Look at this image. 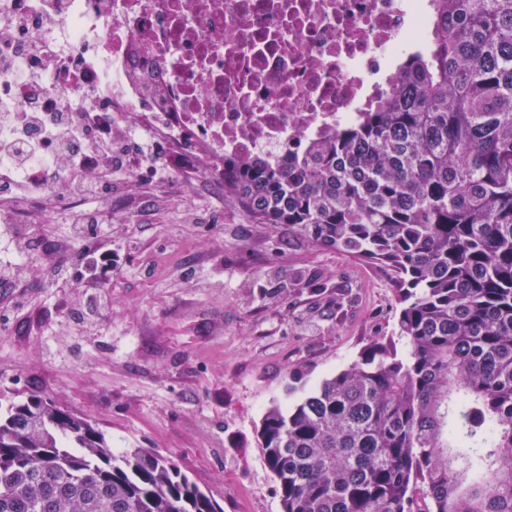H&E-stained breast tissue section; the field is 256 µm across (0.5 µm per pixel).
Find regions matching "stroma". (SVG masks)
<instances>
[{
    "label": "stroma",
    "instance_id": "stroma-1",
    "mask_svg": "<svg viewBox=\"0 0 512 512\" xmlns=\"http://www.w3.org/2000/svg\"><path fill=\"white\" fill-rule=\"evenodd\" d=\"M157 162L156 177L103 186L112 239L94 252L0 223L1 265L30 238L23 287H0V392L45 395L113 447L170 457L223 512H280L265 408L391 335L396 293L378 266L252 223L190 153Z\"/></svg>",
    "mask_w": 512,
    "mask_h": 512
}]
</instances>
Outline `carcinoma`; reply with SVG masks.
Wrapping results in <instances>:
<instances>
[{
	"label": "carcinoma",
	"mask_w": 512,
	"mask_h": 512,
	"mask_svg": "<svg viewBox=\"0 0 512 512\" xmlns=\"http://www.w3.org/2000/svg\"><path fill=\"white\" fill-rule=\"evenodd\" d=\"M401 84L281 166L224 158L256 224L385 269L394 335L258 431L280 512H512V0H430ZM0 512H223L170 458L31 394L0 409Z\"/></svg>",
	"instance_id": "obj_1"
}]
</instances>
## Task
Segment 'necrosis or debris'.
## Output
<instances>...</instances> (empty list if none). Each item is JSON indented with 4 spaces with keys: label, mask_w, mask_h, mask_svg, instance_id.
Returning a JSON list of instances; mask_svg holds the SVG:
<instances>
[{
    "label": "necrosis or debris",
    "mask_w": 512,
    "mask_h": 512,
    "mask_svg": "<svg viewBox=\"0 0 512 512\" xmlns=\"http://www.w3.org/2000/svg\"><path fill=\"white\" fill-rule=\"evenodd\" d=\"M18 10L57 64L47 81L0 68V104H80L93 135L184 145L204 181L354 120L430 31L429 0H0V23Z\"/></svg>",
    "instance_id": "1"
}]
</instances>
